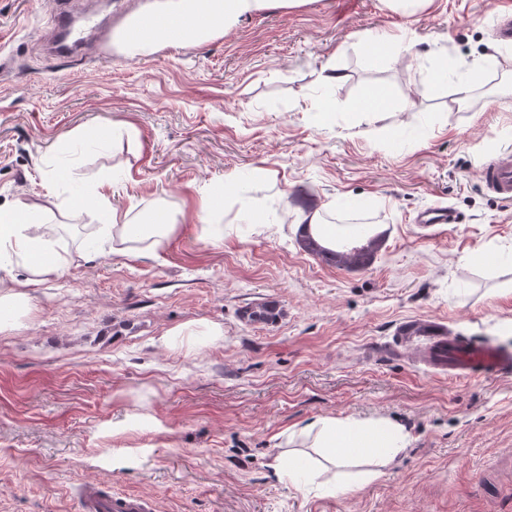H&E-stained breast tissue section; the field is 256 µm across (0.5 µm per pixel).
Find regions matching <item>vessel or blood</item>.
I'll list each match as a JSON object with an SVG mask.
<instances>
[{
	"label": "vessel or blood",
	"mask_w": 512,
	"mask_h": 512,
	"mask_svg": "<svg viewBox=\"0 0 512 512\" xmlns=\"http://www.w3.org/2000/svg\"><path fill=\"white\" fill-rule=\"evenodd\" d=\"M483 187L498 198L512 199V153L481 167ZM417 223L430 227L453 224L456 213L447 207H431L420 212ZM389 350L393 355L413 353L414 360L427 370L451 377L496 376L512 372V349L489 342L462 340L440 321L419 318L402 323ZM80 512H151L147 497L128 494H103L96 485L86 484L78 498Z\"/></svg>",
	"instance_id": "obj_1"
}]
</instances>
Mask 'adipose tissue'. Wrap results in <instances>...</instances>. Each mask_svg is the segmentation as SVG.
<instances>
[{"label":"adipose tissue","mask_w":512,"mask_h":512,"mask_svg":"<svg viewBox=\"0 0 512 512\" xmlns=\"http://www.w3.org/2000/svg\"><path fill=\"white\" fill-rule=\"evenodd\" d=\"M307 2L151 0L127 19L120 35L127 51L137 53L151 51L161 41L171 45L201 43L272 5L288 8ZM66 207L97 212L101 220L99 241L115 245L149 238L158 246L176 228L174 219L168 216L158 224L134 223L128 212L106 206L80 181L75 182L69 197L62 200H16L12 206L0 208V310L26 311L28 289L43 284L61 269L58 227L46 223L45 218ZM17 267L25 270L24 280L12 277L11 272ZM300 433L331 464L354 459L363 466V475L368 480L379 476L372 468L374 462L389 463L408 445L403 427L387 419L321 417L305 424Z\"/></svg>","instance_id":"1"}]
</instances>
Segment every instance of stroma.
Segmentation results:
<instances>
[{"label": "stroma", "instance_id": "35a3bbf8", "mask_svg": "<svg viewBox=\"0 0 512 512\" xmlns=\"http://www.w3.org/2000/svg\"><path fill=\"white\" fill-rule=\"evenodd\" d=\"M145 2L0 0V207L68 197L92 174L133 221L179 218L153 257L84 259L96 215L55 214L63 267L0 331V512H79L86 483L155 512H512V373L457 381L377 353L417 317L512 346V265L491 261L512 255V202L478 180L512 152V47L484 18L512 0H309L201 45L54 52L61 9L117 26ZM438 62L466 94L434 80ZM377 91L386 109L359 112ZM235 171L245 181L202 234L206 188ZM243 199L282 216L241 223ZM435 204L458 223L414 224ZM298 206L343 221L351 244L384 233L372 264L305 251ZM260 303L274 321L247 319ZM204 322L223 338L161 341ZM325 416L388 419L409 444L352 491H323L357 469L311 448L316 477L276 475L289 427Z\"/></svg>", "mask_w": 512, "mask_h": 512}]
</instances>
